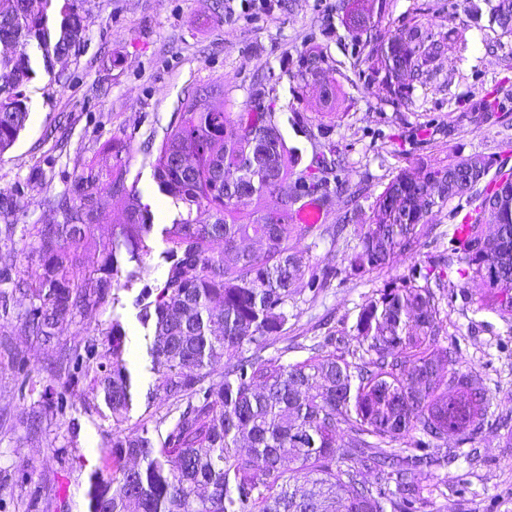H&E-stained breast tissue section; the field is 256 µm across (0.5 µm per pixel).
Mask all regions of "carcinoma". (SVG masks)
<instances>
[{
	"instance_id": "cac0c4a2",
	"label": "carcinoma",
	"mask_w": 512,
	"mask_h": 512,
	"mask_svg": "<svg viewBox=\"0 0 512 512\" xmlns=\"http://www.w3.org/2000/svg\"><path fill=\"white\" fill-rule=\"evenodd\" d=\"M467 3L470 12L486 14L488 30L512 37V0ZM89 24L76 0H0V42L12 45L0 52V156L29 117L30 53L50 74ZM378 24L369 15L349 18L357 33ZM444 47L424 44L416 25L403 27L370 39L358 64L378 93L399 101ZM323 61L310 51L301 81L317 75ZM501 109L496 94L480 103L494 122ZM278 124L271 107L224 111V90L213 88L183 99L178 121L165 132L153 176L183 210L162 228L168 271L162 283L142 287L140 318L154 327L155 390L184 409L157 440L145 426L122 428L132 394L117 322L84 353L62 357L93 372L91 393L103 395L112 413L109 465L93 476L89 512H424L433 489L421 475L448 461L440 442L450 434L471 440L485 422L490 402L481 380L453 368L442 344L453 299L445 278L457 264L461 278L486 288L480 308L512 317V169L474 152L399 171L375 197L372 222L357 233L350 272L380 271L416 251L443 193L471 205L448 238V260L414 265L395 287L367 297L354 325L341 332L348 337L342 350H328L336 343L329 335L306 347L305 359L288 363L281 353H263L296 317L289 310L296 284L315 297L329 277L306 261L301 244L318 231L334 237L345 229L304 224L298 215L310 204L328 211L351 187L332 181L339 166L332 142L317 156L320 164L297 172L298 156ZM264 147L273 150L271 165L257 177L249 161ZM101 150L112 155L109 173L88 168L74 191L51 201L50 212L62 220L24 229L22 253L37 258L36 267L15 280L0 271L29 299L25 329L46 344L61 326L107 302L120 251L136 263L131 282L151 253V211L127 185L126 145L111 139ZM104 194L126 218L100 243V263L89 269L80 252L102 227ZM268 197L278 209L272 219ZM249 240L260 251L242 247ZM341 428L346 440L338 448ZM364 466L376 471L375 481L363 479Z\"/></svg>"
}]
</instances>
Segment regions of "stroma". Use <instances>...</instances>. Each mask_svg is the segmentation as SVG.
Instances as JSON below:
<instances>
[{"label":"stroma","instance_id":"35a3bbf8","mask_svg":"<svg viewBox=\"0 0 512 512\" xmlns=\"http://www.w3.org/2000/svg\"><path fill=\"white\" fill-rule=\"evenodd\" d=\"M337 2L268 0L267 10L248 14L240 0H79L92 23L68 58L56 63L61 81L34 62L26 127L0 157V191L17 195L21 204L8 220L0 219V229L8 223L17 227L11 240L0 241V269H25L22 229L51 221L48 199L71 190L88 164L108 170L110 161L100 148L111 138L126 142L127 181L149 205L158 231L142 280L128 287L114 284L106 304L80 324L60 328L57 345L45 347L16 319L28 305L22 297H14L10 316L0 318V512H88L92 474L103 465L112 417L103 399L86 397V382L70 386L60 356L84 347L112 323L124 330L132 382L126 428H151L159 417L176 418L154 391L153 329L140 320V291L167 273V244L159 228L171 223L177 210L159 192L152 162L185 95L220 84L228 111L244 112L259 106V88L273 90L279 131L297 149L301 166L310 165L324 144L340 143L343 178L364 189L345 238L325 235L307 250L312 266L334 274L318 297L300 294L297 320L273 347L291 362L305 358L306 345L352 326L374 290L411 266L429 265L442 251V244L429 240L393 267L365 276L346 271L343 257L369 223L372 202L401 169L473 152L512 168V38L486 48L482 25L465 12L463 0H349L343 11ZM362 10L379 16L382 30L419 22L437 39L455 32L467 49L446 47L414 83L405 104L382 101L369 74L354 66L365 38L350 31L346 14ZM313 47L322 49L323 79L336 92L329 101L302 88L297 76L301 55ZM493 88L506 99L504 122L461 110V103L473 106ZM324 112L335 113L336 121L322 132ZM448 289L455 367L481 377L492 398L491 413L507 420L484 426L471 440L449 437L452 462L423 478L441 488L425 512H512V324L478 309V285L465 286L454 277ZM60 392L67 399L64 416L30 429L33 413Z\"/></svg>","mask_w":512,"mask_h":512}]
</instances>
